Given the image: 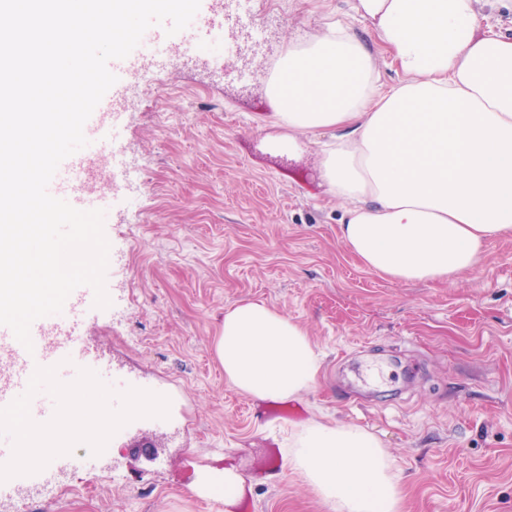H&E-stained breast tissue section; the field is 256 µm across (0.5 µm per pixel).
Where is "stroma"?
<instances>
[{"label":"stroma","mask_w":512,"mask_h":512,"mask_svg":"<svg viewBox=\"0 0 512 512\" xmlns=\"http://www.w3.org/2000/svg\"><path fill=\"white\" fill-rule=\"evenodd\" d=\"M279 17L215 58L171 40L125 83L126 175L108 197V308L84 348L111 384L71 379L115 424L44 457L46 496L20 466L0 512H329L282 468L284 439L311 417L375 434L399 476L401 512H512V238L481 266L403 284L343 244V205L320 175L324 134L274 144L267 83L288 41L348 27L379 82L402 75L353 0H266ZM262 301L300 323L321 359L301 397L263 401L225 383L214 343L224 313ZM158 400L134 410V393ZM232 503L216 495L225 473Z\"/></svg>","instance_id":"obj_1"}]
</instances>
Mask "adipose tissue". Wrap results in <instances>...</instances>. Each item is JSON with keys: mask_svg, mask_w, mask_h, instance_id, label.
<instances>
[{"mask_svg": "<svg viewBox=\"0 0 512 512\" xmlns=\"http://www.w3.org/2000/svg\"><path fill=\"white\" fill-rule=\"evenodd\" d=\"M478 2L358 0L403 74L390 88L336 24L288 43L269 77L286 147L338 131L322 175L344 204L339 236L398 283L475 270L491 241L512 236V37L480 31ZM215 352L225 382L261 400L300 395L320 370L306 329L262 301L225 312ZM284 466L332 512H400L392 461L360 426L308 421L289 431Z\"/></svg>", "mask_w": 512, "mask_h": 512, "instance_id": "1", "label": "adipose tissue"}]
</instances>
